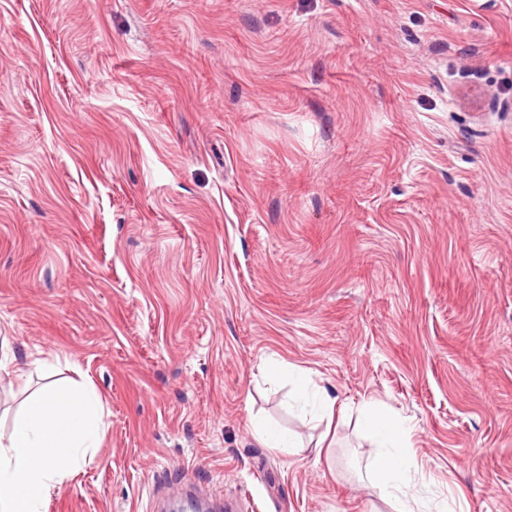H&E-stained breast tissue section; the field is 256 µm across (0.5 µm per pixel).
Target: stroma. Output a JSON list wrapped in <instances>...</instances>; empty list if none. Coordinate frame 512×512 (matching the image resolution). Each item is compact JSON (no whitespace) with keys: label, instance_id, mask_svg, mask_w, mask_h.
Instances as JSON below:
<instances>
[{"label":"stroma","instance_id":"stroma-1","mask_svg":"<svg viewBox=\"0 0 512 512\" xmlns=\"http://www.w3.org/2000/svg\"><path fill=\"white\" fill-rule=\"evenodd\" d=\"M0 341V427L110 413L44 512H392L368 403L430 512H512V0H0ZM360 412L363 427L377 448L368 464V482L379 489L393 512L421 511L423 504L410 485L409 472L415 459L404 422L371 405ZM255 432L258 439L264 443L267 448L286 451L290 450V448L298 447L294 438L289 433L264 423L257 422L255 424Z\"/></svg>","mask_w":512,"mask_h":512}]
</instances>
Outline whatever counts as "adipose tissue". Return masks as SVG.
<instances>
[{"mask_svg": "<svg viewBox=\"0 0 512 512\" xmlns=\"http://www.w3.org/2000/svg\"><path fill=\"white\" fill-rule=\"evenodd\" d=\"M363 427L377 451L367 480L393 512H419L409 472L415 464L403 421L367 405ZM108 414L94 386H58L32 398L0 438V512H43L53 488L94 455Z\"/></svg>", "mask_w": 512, "mask_h": 512, "instance_id": "1", "label": "adipose tissue"}]
</instances>
